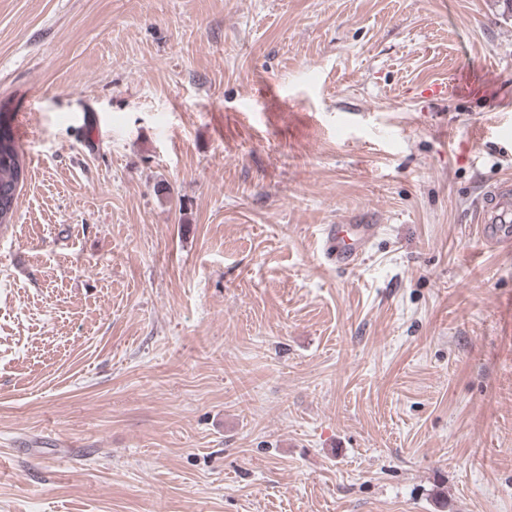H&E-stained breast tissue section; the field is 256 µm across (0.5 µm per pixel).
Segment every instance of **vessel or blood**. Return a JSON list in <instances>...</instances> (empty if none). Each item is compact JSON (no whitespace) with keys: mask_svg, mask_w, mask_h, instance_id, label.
Returning <instances> with one entry per match:
<instances>
[{"mask_svg":"<svg viewBox=\"0 0 512 512\" xmlns=\"http://www.w3.org/2000/svg\"><path fill=\"white\" fill-rule=\"evenodd\" d=\"M477 222L480 235L492 244H512V180L490 186L482 199ZM378 224H327L321 230L325 261L339 270L357 266L368 245L380 234Z\"/></svg>","mask_w":512,"mask_h":512,"instance_id":"1","label":"vessel or blood"}]
</instances>
